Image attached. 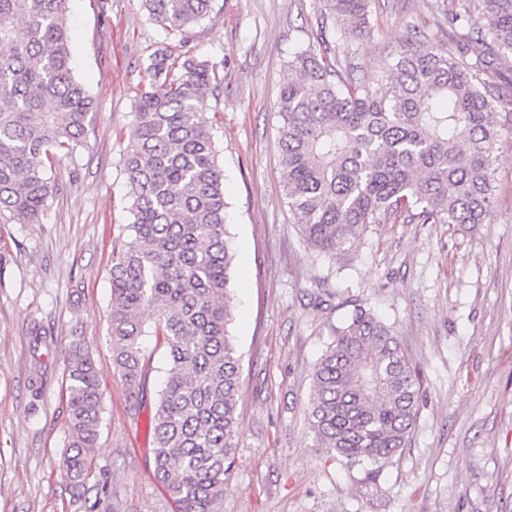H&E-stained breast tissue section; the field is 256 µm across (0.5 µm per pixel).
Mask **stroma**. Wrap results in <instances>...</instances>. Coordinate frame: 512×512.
<instances>
[{
	"label": "stroma",
	"instance_id": "35a3bbf8",
	"mask_svg": "<svg viewBox=\"0 0 512 512\" xmlns=\"http://www.w3.org/2000/svg\"><path fill=\"white\" fill-rule=\"evenodd\" d=\"M323 0H213L188 48L215 68L208 103L224 167L236 262L230 332L242 380L223 512H512V123L493 143L490 222L375 224L328 257L302 239L281 187L274 105L286 63L319 41ZM75 77L97 109L73 156L55 162L38 223H0V512H73L62 459L64 371L88 348L102 384L90 482L112 512H171L153 475L145 423L113 361L112 245L130 224L121 137L147 86L148 56L182 49L141 0H69ZM377 39L336 47L360 77L398 38L426 32L430 0L374 8ZM358 308L392 326L420 377L404 448L380 470L319 451L308 429L313 367ZM46 329L48 354L31 333Z\"/></svg>",
	"mask_w": 512,
	"mask_h": 512
}]
</instances>
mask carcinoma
<instances>
[{
	"mask_svg": "<svg viewBox=\"0 0 512 512\" xmlns=\"http://www.w3.org/2000/svg\"><path fill=\"white\" fill-rule=\"evenodd\" d=\"M323 27L371 40L372 0H323ZM435 6L434 33L400 39L366 82L326 39L295 52L276 109L283 192L303 240L325 254L370 225L482 224L494 206L496 78L512 60V0ZM68 0H0V219L35 224L48 168L82 145L96 103L70 67ZM212 0H142L148 19L186 45ZM122 158L131 224L112 247L114 362L138 418L146 405L142 339L165 348L166 381L148 414L154 474L172 512H222L235 460L240 373L228 335L234 255L224 174L207 105L214 66L150 55ZM309 430L323 453L381 468L405 447L420 379L392 327L359 308L314 366ZM73 503L96 512L108 480L87 485L102 392L93 358L67 357Z\"/></svg>",
	"mask_w": 512,
	"mask_h": 512,
	"instance_id": "cac0c4a2",
	"label": "carcinoma"
}]
</instances>
